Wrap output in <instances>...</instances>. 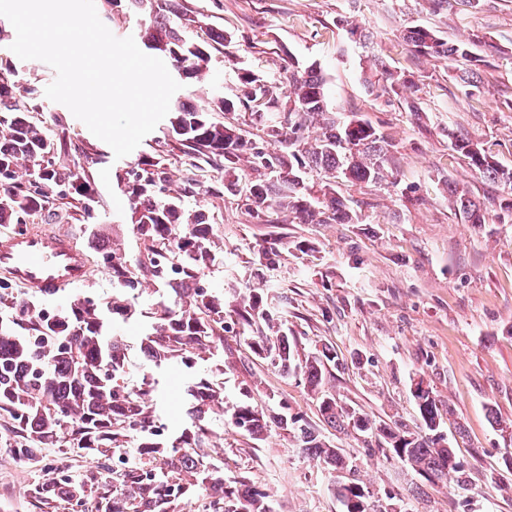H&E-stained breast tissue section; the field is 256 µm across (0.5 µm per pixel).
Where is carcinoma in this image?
<instances>
[{
  "label": "carcinoma",
  "mask_w": 512,
  "mask_h": 512,
  "mask_svg": "<svg viewBox=\"0 0 512 512\" xmlns=\"http://www.w3.org/2000/svg\"><path fill=\"white\" fill-rule=\"evenodd\" d=\"M125 2L145 15L140 31L144 47L164 57L180 79L200 80L211 60L210 45L184 35L197 19L178 13L174 0ZM403 41L418 56L461 63L460 81L477 86L481 57L472 44L449 42L423 26L407 30ZM371 60L369 95L395 94L410 83L406 74L390 70L376 55ZM237 79L239 94L231 98L200 106L179 102L170 110L172 132L193 159L192 166L203 162L223 172L221 184L204 187L189 178L182 193L168 195L164 168L150 160L137 161L121 177L133 214L132 232L144 243L136 262L160 294L140 341L149 362L141 381L145 395L125 384L126 339L108 334V315L128 320L139 314L141 283L118 250L104 246L99 252L115 285L110 304L76 298L57 315L39 311L24 322L0 316V428L12 435L8 451L34 467L48 448L62 454L78 448L95 461V469L84 474L56 469L31 484L26 497L32 512H48L58 503L67 512H81L90 501L93 512H176L182 502L199 501L202 512H272L268 493L243 477L224 478V463L215 462L211 454V415L214 408H224L221 377L228 370L250 372L262 363L303 383L317 399L320 421L327 426L371 432L386 459L410 465L430 484L448 480L452 451L435 435L442 414L430 388L414 396L418 429L396 422L377 424L324 389L325 364L336 362V353L327 347L316 352L291 348L288 319L271 309L265 288L249 287L228 304L224 294L203 287L205 271L217 260L215 235L205 210L185 209L182 197L242 195L253 217L262 222L275 206L300 224H349L352 213L336 196V180L379 183L385 178L388 142L371 123L355 117L333 120L314 140L305 137L327 108L326 81L316 67L300 72L290 64L279 85L247 71ZM42 109L39 88L20 85L17 69L0 67V224L33 223L51 197L71 198L86 218H94L98 201L85 171L57 161L69 155L72 142L62 138L54 146L43 127L32 121V113ZM240 110L260 127V141L212 116ZM452 146L468 159L472 171L512 190V170L500 166L490 152L466 137L453 138ZM23 166L35 169L38 182H17V169ZM313 170L324 177L316 197L303 185V176ZM447 189L455 210L467 221H484L481 205L452 182ZM280 254L275 241L252 247L259 266L275 264ZM226 313L247 348V354L232 361L224 359ZM205 351L218 363L200 376L192 369ZM172 362L190 370L182 390L191 423L179 427L167 422L156 395L154 370ZM226 413L230 426L255 440L275 426L324 468L336 473L354 469L343 450L332 447L286 401L271 414L245 384ZM337 494L344 512H366L365 503L372 498L359 481L339 484Z\"/></svg>",
  "instance_id": "obj_1"
}]
</instances>
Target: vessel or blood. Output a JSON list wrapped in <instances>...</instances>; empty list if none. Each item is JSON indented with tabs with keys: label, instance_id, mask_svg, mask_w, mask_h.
<instances>
[{
	"label": "vessel or blood",
	"instance_id": "b4317fda",
	"mask_svg": "<svg viewBox=\"0 0 512 512\" xmlns=\"http://www.w3.org/2000/svg\"><path fill=\"white\" fill-rule=\"evenodd\" d=\"M89 254L69 233L32 229L0 246V274L37 297H54L90 282Z\"/></svg>",
	"mask_w": 512,
	"mask_h": 512
}]
</instances>
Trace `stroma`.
Instances as JSON below:
<instances>
[{"label": "stroma", "mask_w": 512, "mask_h": 512, "mask_svg": "<svg viewBox=\"0 0 512 512\" xmlns=\"http://www.w3.org/2000/svg\"><path fill=\"white\" fill-rule=\"evenodd\" d=\"M177 7L200 20L187 29L189 39L205 40L213 29L226 39L214 46L205 78L184 85L176 99L203 105L234 95L242 69L280 81L289 56L298 68L313 64L321 71L333 116L368 120L390 143L386 181L336 183L354 215L350 224H298L277 210L260 223L239 197L185 198L186 208L205 209L215 226L219 258L206 272L207 287L241 290L263 277L277 291L299 346L336 352L326 390L377 422L419 423L411 381L425 378L446 412L442 431L469 484L425 483L368 450L354 432L322 427L331 444L355 457L375 499L393 495L401 512H512V470L504 462L512 452V212L500 207L507 188L471 171L451 147L452 136L470 138L512 169V0H450L442 10L433 0H178ZM344 19L373 32L386 65L409 74L414 87L370 96L367 51L341 27ZM418 25L453 42H477L485 61L478 88L462 86L457 63L410 52L401 35ZM43 106L42 120L63 118L56 133L76 144L69 161L85 168L99 203L89 222L50 204L42 224L69 232L88 252L116 240L133 260L142 248L129 231L131 211L116 172L142 159L161 162L173 195L188 176L209 178L193 171L167 121L118 159L66 106L49 100ZM449 181L480 202L485 223L456 215ZM263 239L289 248L276 267L261 271L250 247ZM112 292L111 277L96 263L87 287L66 290L43 307L61 311L76 296L105 303ZM251 378L268 410L285 400L317 421L303 385L263 364L249 374H225V405ZM502 422L507 430H499ZM212 427L224 439L225 477L266 490L274 512H343L336 478L295 448L291 436L274 430L257 441L219 418ZM33 480L0 449V512H30L25 491Z\"/></svg>", "instance_id": "obj_1"}]
</instances>
